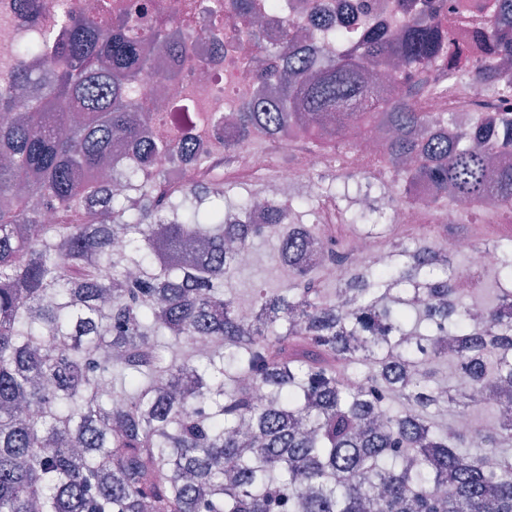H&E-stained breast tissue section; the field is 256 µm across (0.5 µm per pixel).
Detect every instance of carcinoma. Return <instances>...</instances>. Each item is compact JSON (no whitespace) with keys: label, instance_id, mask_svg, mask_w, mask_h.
I'll return each mask as SVG.
<instances>
[{"label":"carcinoma","instance_id":"obj_1","mask_svg":"<svg viewBox=\"0 0 512 512\" xmlns=\"http://www.w3.org/2000/svg\"><path fill=\"white\" fill-rule=\"evenodd\" d=\"M395 0L401 25L362 0L359 18L318 31L336 42L320 61L290 20L267 43L245 24L232 36L285 61L259 71L263 98L237 106L229 150L264 125L269 142L296 127L346 150L372 133L388 163L414 158L380 192L396 205L411 186L473 211L512 207V106L467 129L422 112L421 93L458 82L512 99V0H485L465 53L449 34L464 0ZM247 18L253 0H222ZM220 40L202 25L174 38L150 26L149 0L125 22L76 12L54 43L73 63L46 80L39 44L10 45L0 64V512H512V242L494 270V301L459 288L455 256L399 242L391 262L350 266L316 213L290 196L265 227L291 286L254 289L247 307L224 292L252 252L250 192L224 205V181L175 185L161 165L208 150L185 129L162 134L139 111L136 85L159 51L187 55ZM396 60L408 79L373 86L368 64ZM130 193L102 173L114 156ZM232 213L236 221L227 222ZM349 224L373 218L355 204ZM348 266L325 296L326 264ZM192 354L165 360L161 342ZM448 362L467 387L434 370ZM362 384L350 388L344 377ZM489 404L493 417L458 419ZM454 409L447 428L435 417Z\"/></svg>","mask_w":512,"mask_h":512}]
</instances>
